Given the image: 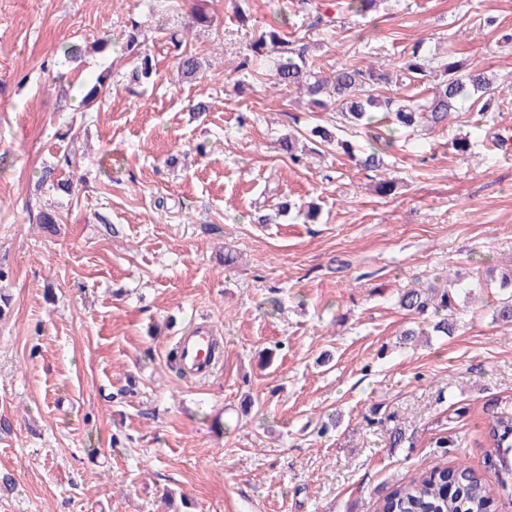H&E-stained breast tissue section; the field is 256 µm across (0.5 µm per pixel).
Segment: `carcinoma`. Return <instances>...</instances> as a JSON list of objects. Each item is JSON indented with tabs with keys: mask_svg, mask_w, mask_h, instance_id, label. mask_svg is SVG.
Segmentation results:
<instances>
[{
	"mask_svg": "<svg viewBox=\"0 0 512 512\" xmlns=\"http://www.w3.org/2000/svg\"><path fill=\"white\" fill-rule=\"evenodd\" d=\"M381 0H345V9L353 15L364 16L376 9ZM140 25L132 22L126 34L127 49L137 56V65L132 70L131 81L139 83L151 78L153 59L149 48L140 41ZM252 50L260 54L269 48L278 52L272 67L274 88L288 92L296 89L308 97L316 109L328 108V100L336 102L342 124L351 128H370L383 125V129L369 134L366 149L355 154L356 147L348 141H335V136L324 129L318 130L322 142L337 144L350 157L357 158L358 165L365 170L376 171L383 164V155L392 148L395 136L415 130L421 123L448 125L456 112L465 109L466 102L478 93L490 90L492 81L487 71L477 65L466 69L455 61L436 59L420 52L419 46L400 56L395 74L389 76L373 66L344 63L331 77H321L309 61V46L300 41H289L272 29L260 31L251 44ZM178 68L184 78L196 79L202 71V63L193 53L182 52L178 57ZM438 76L431 96L416 98L406 96L396 99L384 97L381 83L394 81L398 85L418 84L429 74ZM72 167L70 154H62L53 167L41 170L36 181L37 189L48 186L67 195L73 191L70 179H59L56 170ZM502 291L495 308V320L512 325V271L501 276ZM451 290L435 288H406L398 296V305L418 319L428 317L431 312L446 310L453 304ZM486 432L490 444L495 448L499 462H504L512 451V410H503L488 418ZM500 495L492 490L482 475L472 467L456 465L434 467L408 480L399 481L389 487L380 501L378 512H499Z\"/></svg>",
	"mask_w": 512,
	"mask_h": 512,
	"instance_id": "1",
	"label": "carcinoma"
}]
</instances>
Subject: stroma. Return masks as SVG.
Listing matches in <instances>:
<instances>
[{
  "mask_svg": "<svg viewBox=\"0 0 512 512\" xmlns=\"http://www.w3.org/2000/svg\"><path fill=\"white\" fill-rule=\"evenodd\" d=\"M343 3L0 0V473L15 480L0 512H165L166 493L193 512H377L391 484L436 466L506 479L486 463L485 420L512 407V328L493 318V277L512 266V0H383L364 18ZM195 8L210 26L189 28ZM132 19L150 82L131 84L118 49L65 59L69 43L118 46ZM271 28L325 76L349 60L392 71L417 45L480 63L493 88L367 171L311 150L334 112L274 92L267 61L241 70ZM181 29L202 79L177 73L164 33ZM289 135L302 164L279 146ZM70 149L75 193L34 191ZM284 197L317 220L254 223ZM454 278L458 331L402 341L400 290ZM202 323L223 352L188 379L170 354ZM396 426L410 446H390ZM442 434L463 447H433Z\"/></svg>",
  "mask_w": 512,
  "mask_h": 512,
  "instance_id": "1",
  "label": "stroma"
}]
</instances>
